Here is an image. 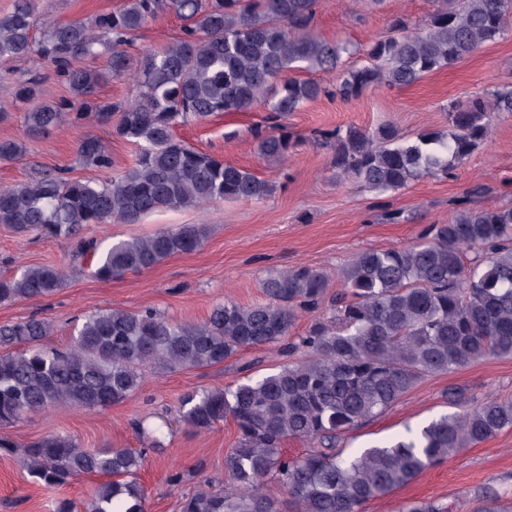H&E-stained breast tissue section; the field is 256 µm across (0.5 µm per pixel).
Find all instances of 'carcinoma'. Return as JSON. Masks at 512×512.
I'll list each match as a JSON object with an SVG mask.
<instances>
[{
  "label": "carcinoma",
  "instance_id": "obj_1",
  "mask_svg": "<svg viewBox=\"0 0 512 512\" xmlns=\"http://www.w3.org/2000/svg\"><path fill=\"white\" fill-rule=\"evenodd\" d=\"M416 30L394 22L397 36L363 49L365 64L340 68L347 45L312 31L316 0H123L94 23H48L41 38L35 0H13L0 17V59L36 55L65 81L79 106L40 103L25 115L29 133L44 136L73 108V121L112 120L115 133L138 146L134 164L112 174V153L101 140L79 141L82 162L104 173L78 180L57 169L33 181L0 188V225L19 235L77 240L90 253L94 275L110 280L150 269L165 258L197 250L205 228L185 224L134 236L105 247L80 237L88 224H136L160 210L224 200H259L271 184L175 137L174 128L218 112H243L259 99L282 115L318 98L325 88L290 78L295 68L336 72V95L360 96L373 86L402 88L453 65L512 30V0H435ZM161 12L184 22L176 41L144 55L134 67L125 47ZM106 56L105 71L78 66ZM133 76L136 97L114 110L94 97L106 76ZM39 99V80L19 86ZM512 114V85L448 105L451 130L416 140L383 127L326 133L336 169L384 193L425 176L448 172L482 145L492 115ZM292 135L282 127L260 138L268 157L288 154ZM21 143L0 140V161L17 159ZM482 258L467 266L464 253ZM340 282L332 292L331 281ZM66 281L56 266L34 265L0 278V302L54 295ZM265 301L219 304L200 323L173 321L153 308H106L85 315L69 346L48 350L47 319L0 326V426L58 405L105 409L141 386L151 370L175 371L221 364L246 348L288 342L303 358L278 371L230 387L187 394L180 418L197 433L226 418L239 440L224 460V484L208 485L183 502L182 512H282L267 486L289 498V512H363L366 503L411 482L462 448L512 428V399L489 398L441 414L420 429L357 454L336 438L382 413L421 379L447 374L489 357L512 356V207L463 208L433 224L413 244L355 254L331 275L300 266L268 275ZM319 313L305 335L290 340L299 313ZM289 438L319 447L285 454ZM29 472L46 486L99 475L84 512H147L139 482L144 465L133 448H84L53 434L25 445ZM399 512H447L435 501H413Z\"/></svg>",
  "mask_w": 512,
  "mask_h": 512
}]
</instances>
